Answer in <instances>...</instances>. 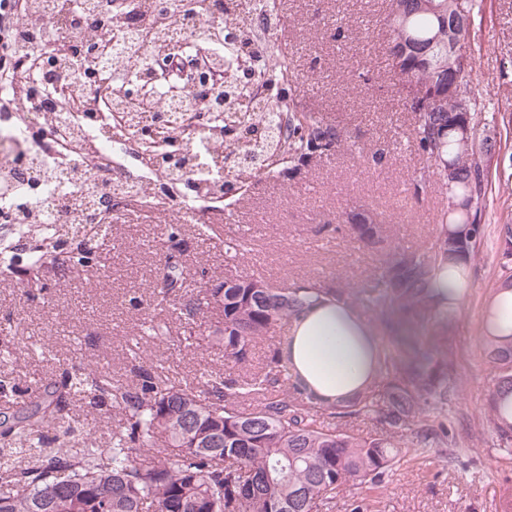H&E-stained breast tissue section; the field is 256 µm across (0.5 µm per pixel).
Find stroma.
Masks as SVG:
<instances>
[{
	"mask_svg": "<svg viewBox=\"0 0 512 512\" xmlns=\"http://www.w3.org/2000/svg\"><path fill=\"white\" fill-rule=\"evenodd\" d=\"M385 0H277L280 24L268 44L287 55L305 111L345 129L355 149L316 156L294 176L251 175L224 200L201 202L193 192L161 197L159 204L121 202L112 210V233L101 259L81 270L51 268L42 298L28 300L27 258L33 239L0 225V245L14 247L13 270L0 272V342L4 327L15 329L13 361L0 365L10 382L0 395V412L12 413L23 392L60 385L66 366L109 364L112 376L139 382L133 353L169 368L176 382L192 384L210 370L235 378L237 365L218 347L203 343L193 351L148 341L145 321L167 322L182 331L172 306L157 305L167 254L183 269L182 295L198 291V270L209 283L259 274L288 286L309 279L327 288H360L397 248H422L435 236V217L448 202L438 187H419L426 161L415 146L416 115L411 87L392 79L387 61ZM475 59L472 83L476 109L488 120L495 145L482 222L489 234L479 260L467 270L471 290L449 322L411 319L397 307L365 310L379 342L406 353L416 347L447 358L460 393L448 408L468 448L458 464L438 450L402 458L381 504L382 512H512V460L502 458L493 432L478 414L486 396L489 366L476 338L488 299L502 280L496 231L512 224V0H482L470 29ZM384 150L376 166L370 153ZM386 218L383 241L368 247L357 237L334 231L352 215ZM215 235L200 237L199 225ZM250 230V249L225 261L223 237ZM143 299L132 310L131 297Z\"/></svg>",
	"mask_w": 512,
	"mask_h": 512,
	"instance_id": "obj_1",
	"label": "stroma"
}]
</instances>
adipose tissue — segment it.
Listing matches in <instances>:
<instances>
[{
	"instance_id": "obj_1",
	"label": "adipose tissue",
	"mask_w": 512,
	"mask_h": 512,
	"mask_svg": "<svg viewBox=\"0 0 512 512\" xmlns=\"http://www.w3.org/2000/svg\"><path fill=\"white\" fill-rule=\"evenodd\" d=\"M377 343L364 317L327 299L294 323L283 349L314 394L332 402L352 397L370 382Z\"/></svg>"
}]
</instances>
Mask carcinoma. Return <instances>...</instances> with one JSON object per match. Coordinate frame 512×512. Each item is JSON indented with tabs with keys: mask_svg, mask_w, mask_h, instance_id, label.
<instances>
[{
	"mask_svg": "<svg viewBox=\"0 0 512 512\" xmlns=\"http://www.w3.org/2000/svg\"><path fill=\"white\" fill-rule=\"evenodd\" d=\"M242 2L224 0L222 13L209 15L208 22L233 32L234 41L224 48L229 61L245 47L252 61L264 58L261 78L277 93L262 106H243L239 99L249 96L244 86L248 79L236 74L229 85L214 89V103L224 106L232 122L259 134L239 148L237 136L224 130L229 138L226 156L249 150L250 167L256 170L263 155L280 146L288 151L286 177L300 171L313 155H326L347 144L348 137L344 129L297 110L294 90L285 89L290 84L288 62L256 44L248 25L252 11L239 10ZM480 5V0H387L390 70L396 80L414 85L426 103L422 108L411 106L417 147L429 162L421 181H433L448 191V208L435 220L434 242L420 250H396L357 290L325 288L316 281L282 288L261 275L229 279L222 321L207 336L209 343L224 349V360L249 365L256 337L292 323L324 298L352 307L397 306L439 320L456 315L470 288L467 275L458 287L448 289L444 305L437 300L434 284L445 264L467 265L482 251L486 156L492 144L489 137L479 135L481 117L470 85L474 59L471 52L454 49L448 26L458 17L473 21ZM53 9L48 0H29L19 21L22 36L40 35ZM147 12L160 10L149 3L146 12L118 20L101 14L97 0H85L84 14L95 19L93 26L75 42L58 46L54 55L20 60L28 72L37 60L38 71L46 67L54 73L78 57L82 65L73 71V80L103 83L109 90L107 100L88 94L77 115L56 109L54 98L36 94L23 82L17 83L12 99L21 119L33 112L61 140H70L72 151L80 156L71 167L75 185L90 193L99 191L95 171L100 165L94 163L95 140L85 134L88 126L102 116L112 118V107L133 119L148 106L153 115L168 120L160 99L134 102V87L120 77L129 72L138 82L154 49L167 43L166 24L145 18ZM131 26L137 31L135 39L122 37L112 61H99L100 51L108 45L99 32ZM107 68L115 77L105 82ZM466 121L478 142L468 163L462 161L461 126ZM131 134L142 137L156 178L135 185L142 198L167 196L181 184L196 190L190 177L196 146L184 135L183 126H170L160 142L146 124ZM14 221L20 236L51 241L56 262L75 268L99 258L100 233L91 224H74L71 232L60 233L47 223L46 214L32 209L20 212ZM498 241L502 267L512 271L511 224L500 228ZM247 246L244 236L224 238V253L231 259ZM47 257L43 245L32 248L28 262L34 279H39ZM214 301L215 292L205 288L172 303L187 329L181 339L184 348L200 346L195 320ZM498 329L494 313L486 310L478 345L490 366V379L481 418L496 434L500 454L512 457V334L501 335ZM372 373L364 390L328 403L293 379L280 346L260 370L227 379L222 373L203 372L198 387L175 385L153 367L140 372L141 383L133 391L112 381L105 370L67 371L65 385L78 401L119 413L121 423L105 444L89 437L76 439L82 432L76 421L67 422L62 436L50 439L43 429L63 420L61 398L47 387H35L0 420V434L14 437L12 452L34 459L33 466L0 480V512H334L343 493L354 485L364 487L365 494L344 500L346 512H380L403 452L419 456L440 448L451 464L464 439L448 419V405L459 394L451 363L403 360L380 349L373 354ZM363 416L376 418V433L358 436L347 429L349 422Z\"/></svg>",
	"mask_w": 512,
	"mask_h": 512,
	"instance_id": "1",
	"label": "carcinoma"
}]
</instances>
